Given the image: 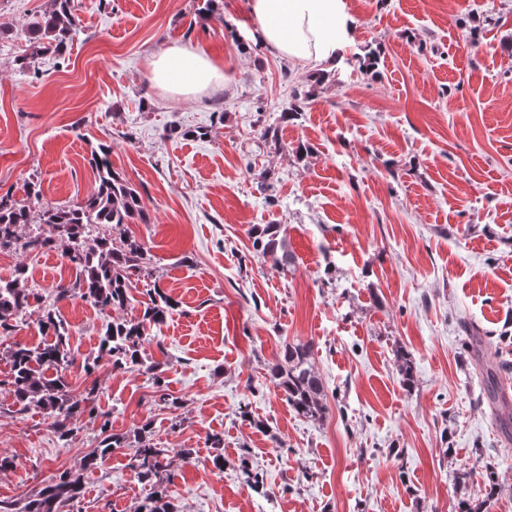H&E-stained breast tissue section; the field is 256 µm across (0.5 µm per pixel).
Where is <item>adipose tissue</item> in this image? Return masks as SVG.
<instances>
[{
  "label": "adipose tissue",
  "instance_id": "obj_1",
  "mask_svg": "<svg viewBox=\"0 0 512 512\" xmlns=\"http://www.w3.org/2000/svg\"><path fill=\"white\" fill-rule=\"evenodd\" d=\"M249 6L257 21L254 41L303 66L335 60L352 31L344 0H249ZM148 64L154 83L178 95L197 94L224 79L209 56L183 45L151 54Z\"/></svg>",
  "mask_w": 512,
  "mask_h": 512
}]
</instances>
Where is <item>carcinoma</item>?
<instances>
[{
	"label": "carcinoma",
	"instance_id": "carcinoma-1",
	"mask_svg": "<svg viewBox=\"0 0 512 512\" xmlns=\"http://www.w3.org/2000/svg\"><path fill=\"white\" fill-rule=\"evenodd\" d=\"M53 7L27 30L30 53L20 63L28 71L39 58L61 56L78 35L73 0H52ZM112 145L101 143L92 153L97 175L96 191L80 203L62 206L44 200L41 186L27 183L26 199L19 203L0 197V251L15 253L58 251L77 272L74 280L59 282L52 289L54 302L78 297L100 310H125L142 306L133 320H112L99 338L98 355L81 363L91 375L105 358L112 369L144 365L143 343L150 330L164 323L177 303L158 285L146 290L148 300L140 301L134 291L144 278L152 276L148 249L135 237L122 232L136 221L147 224L149 213L140 194L112 169ZM31 226L30 233H17L20 225ZM93 227L119 231V238L102 232L89 238ZM249 239L252 249L271 267L282 269L290 263L286 239L279 224H257ZM25 269L16 270L9 281L0 280V335L7 337L22 321L30 307L31 293L20 287ZM38 328L47 339L35 347L14 344L8 347L10 373L0 379V389L12 396L13 413H42L55 436L68 442L80 430L83 416L99 421L101 440L98 448L83 457L80 470H63L28 496L15 501L0 500V512H60L84 496L83 475L99 468L102 460L120 448L130 449L128 467L138 481L150 487L137 512H174L167 500V485L174 478L173 458L187 456L186 448H160L148 438L151 422L143 423L134 436L111 432L108 415L95 412L90 398L77 394L68 381V372L76 365L69 343V325L54 306L45 308ZM309 343H287L282 359L271 367L266 380L285 397L293 410L317 421L326 413L322 379L312 362ZM403 384L415 383V368L408 354L398 352Z\"/></svg>",
	"mask_w": 512,
	"mask_h": 512
}]
</instances>
